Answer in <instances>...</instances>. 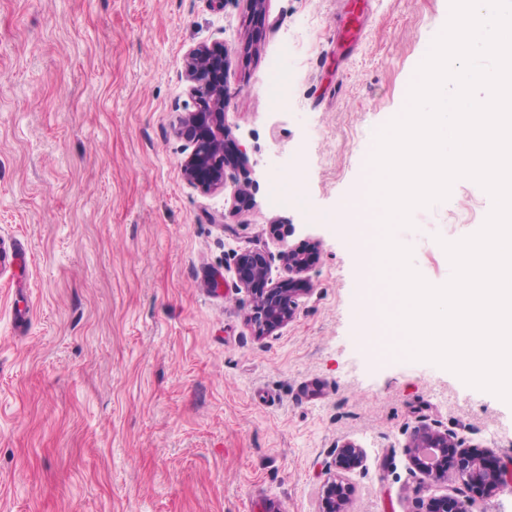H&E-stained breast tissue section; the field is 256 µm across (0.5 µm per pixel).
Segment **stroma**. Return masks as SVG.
I'll return each instance as SVG.
<instances>
[{"label": "stroma", "instance_id": "stroma-1", "mask_svg": "<svg viewBox=\"0 0 512 512\" xmlns=\"http://www.w3.org/2000/svg\"><path fill=\"white\" fill-rule=\"evenodd\" d=\"M368 14L356 49L339 27ZM449 0H0V512H316L336 442L351 512H421L415 427L512 461V405L452 371L355 338L360 255L321 222L364 182L376 135ZM231 56L224 120L242 165L188 184L183 62ZM295 177L294 190L283 182ZM246 189L234 201L236 189ZM492 209L475 181L394 237L446 283L444 243ZM317 246L295 318L256 337L234 255ZM220 279L212 288V279ZM335 467L346 469L361 468L364 462V452L360 446L352 441L336 442L332 450Z\"/></svg>", "mask_w": 512, "mask_h": 512}]
</instances>
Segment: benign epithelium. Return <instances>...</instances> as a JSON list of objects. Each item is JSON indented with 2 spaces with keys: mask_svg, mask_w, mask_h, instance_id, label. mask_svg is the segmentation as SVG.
Wrapping results in <instances>:
<instances>
[{
  "mask_svg": "<svg viewBox=\"0 0 512 512\" xmlns=\"http://www.w3.org/2000/svg\"><path fill=\"white\" fill-rule=\"evenodd\" d=\"M230 63L224 48L197 45L185 56L184 76L189 96L197 109L182 118V125L194 142L183 164L188 183L204 193L224 186V167L231 164L224 157L228 128L224 107L228 91L224 70ZM316 260V253L288 247L281 252L283 271L290 288L274 285L261 291L251 290L252 313L249 321L256 336H269L288 325L299 309L301 299L311 288L304 277ZM266 280L269 260L263 249L253 247L236 255V269ZM411 464L428 485L454 483L453 493L429 497L425 512H485L480 507L488 499L512 492V467L502 462L489 464L491 455L466 446L464 439L447 431L420 427L413 431L406 445ZM334 465L360 468L364 452L352 441H338L332 450ZM352 488L337 474L321 485L316 512H350Z\"/></svg>",
  "mask_w": 512,
  "mask_h": 512,
  "instance_id": "1",
  "label": "benign epithelium"
}]
</instances>
